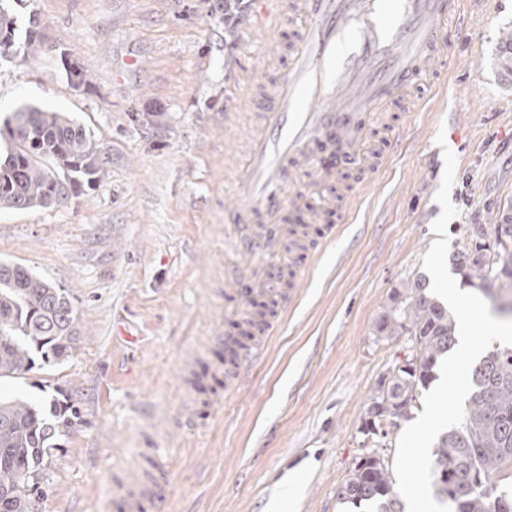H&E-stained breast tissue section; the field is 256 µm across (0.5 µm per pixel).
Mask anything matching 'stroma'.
Segmentation results:
<instances>
[{"mask_svg": "<svg viewBox=\"0 0 512 512\" xmlns=\"http://www.w3.org/2000/svg\"><path fill=\"white\" fill-rule=\"evenodd\" d=\"M15 13L42 46L0 61V114L69 113L110 155L66 203L0 211V262L66 290L80 338L63 363L0 379L1 396L34 403L47 385L80 410L49 451L38 512H101L129 495L143 512H271L282 500L285 512H349L337 493L360 458L395 460L401 427L367 436L361 419L411 341L379 338L375 324L424 272L443 148L457 159L449 256L512 206V75L497 61L512 0L466 5L471 36L448 59L444 102L373 120L377 142H398L385 167L288 210L318 251L279 255L292 304L238 386L228 371L248 328L236 311L273 305L224 288L239 262L224 212L246 201L229 162L255 112L233 78L258 53L268 69L251 79L266 85L288 63L292 26L246 43L217 0H17ZM73 61L86 82L71 80ZM316 210L323 223H308Z\"/></svg>", "mask_w": 512, "mask_h": 512, "instance_id": "obj_1", "label": "stroma"}]
</instances>
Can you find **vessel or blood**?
Here are the masks:
<instances>
[{
    "mask_svg": "<svg viewBox=\"0 0 512 512\" xmlns=\"http://www.w3.org/2000/svg\"><path fill=\"white\" fill-rule=\"evenodd\" d=\"M272 26L295 23L285 72L273 77L263 112L235 161L246 202L228 213L242 266L233 281L272 295L268 262L299 230L284 212L303 202L288 187H314L352 168L386 162L368 146L366 124L391 102L407 104L439 76L448 32L461 27L463 0H271Z\"/></svg>",
    "mask_w": 512,
    "mask_h": 512,
    "instance_id": "obj_1",
    "label": "vessel or blood"
}]
</instances>
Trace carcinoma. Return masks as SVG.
Here are the masks:
<instances>
[{"label": "carcinoma", "mask_w": 512, "mask_h": 512, "mask_svg": "<svg viewBox=\"0 0 512 512\" xmlns=\"http://www.w3.org/2000/svg\"><path fill=\"white\" fill-rule=\"evenodd\" d=\"M13 0H0V60L38 52L36 31L18 36ZM0 210H29L58 205L81 188L98 181L110 156L85 127L64 112L22 106L0 124ZM479 244L493 252L491 264L471 259ZM463 277L496 299V282L512 288V211L499 213L497 223L472 228L469 245L457 257ZM75 311L68 294L27 269L0 263V377L33 369V355L45 363L66 361L79 342ZM456 322L441 302L426 293L418 277L395 291L376 322L377 336L393 339L418 335L417 360L398 371L383 395L385 414L368 424L375 434L382 422L409 418L420 390L435 379L441 360L456 344ZM472 394L464 422L440 435L432 451V485L451 503V512H512V494L498 490L497 475L512 463V348H496L470 373ZM79 419L70 399L53 398L37 407L15 398H0V497L9 496L8 512H33L35 489L29 476L39 475L54 440ZM338 498L371 512H403L385 459L368 458L356 465Z\"/></svg>", "instance_id": "obj_1"}]
</instances>
